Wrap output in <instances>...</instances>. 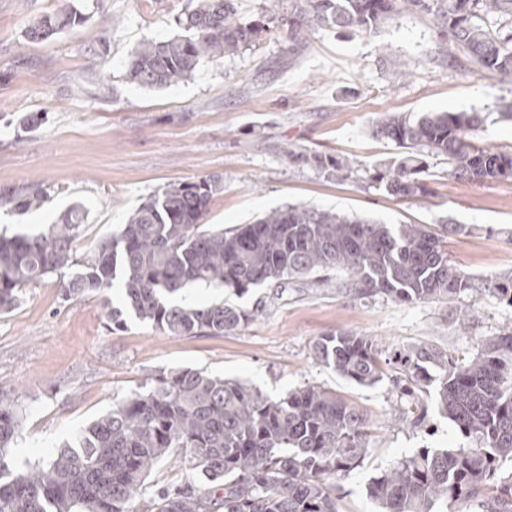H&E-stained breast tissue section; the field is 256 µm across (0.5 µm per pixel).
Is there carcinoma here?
Listing matches in <instances>:
<instances>
[{
	"label": "carcinoma",
	"instance_id": "obj_1",
	"mask_svg": "<svg viewBox=\"0 0 512 512\" xmlns=\"http://www.w3.org/2000/svg\"><path fill=\"white\" fill-rule=\"evenodd\" d=\"M270 25L245 23L237 0H199L183 25L187 36L149 41L126 56V78L142 87H166L190 75L200 60H220L274 35L297 54L319 30L370 32L392 16L413 10L433 15L448 31L449 48L472 70L512 75V0H295L281 17L283 0H269ZM71 7L29 26L31 42L77 27ZM479 112H428L417 118L387 113L375 138L401 149L377 172L391 195L418 200L430 193L425 158L441 157L457 180L512 178V153L480 144ZM336 178L351 175L346 159L301 154ZM224 180L210 176L168 185L144 201L118 232L97 241L75 261L85 220L75 204L34 236L0 237V315L13 312L25 286L55 275L67 301L103 296L112 324L122 310L106 295L119 282L137 318L173 336H222L262 311L232 302L207 306L174 296L198 285L241 296L252 288H278L289 278L334 271L340 288L393 302H452L481 288L448 259L447 234L428 224H377L304 205L274 210L253 224L226 230L204 223ZM48 199L41 183L0 198L20 210ZM81 270L69 275L75 265ZM512 306V278L484 288ZM317 363L361 386L386 378L396 386L437 381L436 404L468 446L424 449L400 459L368 483L384 512H512V482L498 475L512 461V331L490 336L475 353H451L435 344L413 345L388 360L374 342L346 332L314 341ZM19 413L0 399V512H134L149 470L165 457L189 453L199 478L163 489L145 512H338L336 480L361 466L367 420L332 390L305 384L273 398L236 380L184 368L158 375L147 390L112 405L49 459L18 471L10 445Z\"/></svg>",
	"mask_w": 512,
	"mask_h": 512
}]
</instances>
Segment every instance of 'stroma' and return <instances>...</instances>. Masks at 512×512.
I'll return each instance as SVG.
<instances>
[{
    "label": "stroma",
    "mask_w": 512,
    "mask_h": 512,
    "mask_svg": "<svg viewBox=\"0 0 512 512\" xmlns=\"http://www.w3.org/2000/svg\"><path fill=\"white\" fill-rule=\"evenodd\" d=\"M196 0H0V196L43 182L49 199L25 212L0 205V233L36 234L73 204L87 219L76 244L84 254L111 236L132 211L172 183L210 175L224 190L205 221L232 229L265 213L305 204L384 224L447 228L448 258L477 282L512 276V179L458 181L442 158L428 157L431 193L421 200L388 194L376 171L396 148L371 135L384 113L479 112L477 137L512 152V76L473 72L463 55L436 58L448 37L430 15L404 12L374 32L309 33L289 56L284 44L201 61L178 84L127 82L123 62L141 42L182 29ZM63 6L81 25L40 43L26 42L32 20ZM410 65L406 80L392 63ZM30 112L42 124L22 125ZM348 159L339 180L293 153ZM265 307L221 336H172L126 312L113 326L100 297L63 300L57 277L32 283L0 316V396L21 416L11 448L15 467L45 460L113 404L160 373L200 369L279 396L303 384L335 390L371 423L369 454L336 486L338 512H380L367 493L379 469L421 448H456L463 440L435 404L433 390L404 396L389 381L361 386L319 365L312 344L336 331L364 336L382 354L431 343L474 350L512 327V306L490 295L453 302L396 303L339 289L336 279L286 280L253 288L234 302ZM427 409L407 420L411 402Z\"/></svg>",
    "instance_id": "obj_1"
}]
</instances>
